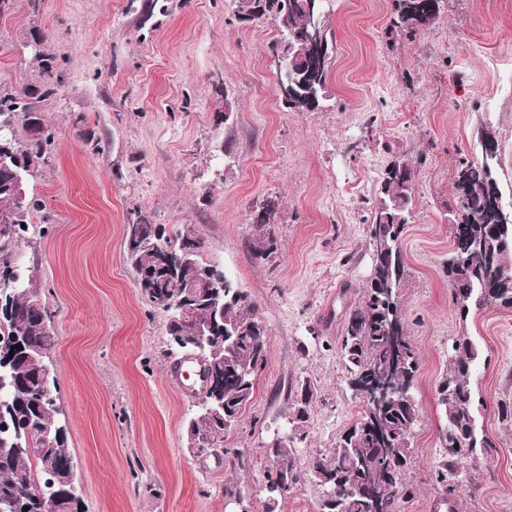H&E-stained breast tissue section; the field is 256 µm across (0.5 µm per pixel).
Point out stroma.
Segmentation results:
<instances>
[{
  "instance_id": "35a3bbf8",
  "label": "stroma",
  "mask_w": 512,
  "mask_h": 512,
  "mask_svg": "<svg viewBox=\"0 0 512 512\" xmlns=\"http://www.w3.org/2000/svg\"><path fill=\"white\" fill-rule=\"evenodd\" d=\"M391 8L333 0L328 94L305 112L282 104L275 23L240 21L234 0H8L0 11V85L36 84L35 34L68 75L42 104L54 149L29 182L45 204L31 222L44 232L14 257L51 313L57 403L86 512H266V450L307 385L299 466L335 446L362 411L340 341L372 271L368 217L392 152L409 147L423 160L399 302L419 352L420 422L402 512H512V420L499 415L512 408V309L461 317L444 274L455 170L481 158L483 127L496 133L512 200V0H448L413 40L388 33ZM228 101L234 121L215 127ZM268 197L280 200L278 249L262 259L251 214ZM138 210L194 227L268 330L267 364L225 453L186 447L197 383L175 372L165 316L126 261ZM463 331L482 351L473 384L494 446L448 497L436 480L446 425L436 386ZM228 481L239 500L225 498Z\"/></svg>"
}]
</instances>
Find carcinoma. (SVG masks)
Instances as JSON below:
<instances>
[{"mask_svg":"<svg viewBox=\"0 0 512 512\" xmlns=\"http://www.w3.org/2000/svg\"><path fill=\"white\" fill-rule=\"evenodd\" d=\"M239 16L250 20L271 19L277 24L280 38L296 44L307 37L313 39L308 63H291L277 72V85L291 87L284 99L288 108L305 111L314 108L326 93L333 41L328 27L330 0H312L307 11L301 0H235ZM444 0H394L390 30L413 36L433 24L441 12ZM39 63V85L19 91L0 87V124L9 127L8 135L0 139V212L14 205L13 185L22 181L28 189V179L47 163L54 140L39 114L41 103L57 95L65 86L66 74L53 58L42 53ZM24 138H19L17 127ZM408 160L399 172L397 163ZM421 157L406 149L392 156L377 189L376 206L369 224L370 245L373 248V270L358 304L350 310L344 325L341 355L347 372L346 383L352 394L380 383L405 380L407 389L388 405L378 422L370 423L367 404H362L361 418L336 442V446L312 456L308 472L324 488L321 507L324 512H400V504L410 499L412 487L406 472L413 460L412 438L419 422L415 386L419 358L408 341L404 318L397 299L404 278V257L400 240L410 219L414 198L417 167ZM453 189L455 197L465 203L459 206L458 219L453 224L450 256H462L461 264L448 265L444 273L452 289V299L461 315L476 304L474 289L485 283L494 289L489 305L512 308V246L502 244L500 204L503 202L498 176L491 158L479 162H462L456 169ZM277 209L262 203L252 214L256 237L251 247L259 258L266 259L264 248L277 250L271 228ZM35 231L31 222L0 227V286L9 284L0 311V328L7 333V342L0 343V373L6 375L8 387L0 391V410L27 431L11 433L0 449V501L12 503V497L22 498L23 512H41V493L29 488L30 464L39 472L52 467L63 488L69 487L73 456L68 447L66 427L58 418L59 407L39 402L42 389L39 377L41 359L49 357L55 336L48 329V310L31 306L29 295L36 291L32 280H17L11 248ZM152 227L140 228L141 244L125 247L126 258L134 270L143 293L164 308L161 298L175 300L182 295L180 288L200 276L209 263L202 256L185 266L178 274L146 285L153 269L154 252L148 246ZM259 319L256 305L234 280L224 276V328L226 338L213 343L208 351L210 361L226 367L230 373L222 381L224 417L235 425L242 417L254 394L253 368L264 369L268 359L267 329L254 330ZM480 351L466 333H461L448 351L450 368L437 385L438 402L445 411L446 428L441 436L443 454L438 466V482L445 491L467 468V462L479 448H492L488 438L478 435L476 400L472 386V368ZM51 420L60 430L54 447L29 452L26 447H39L38 430ZM194 427L207 441L205 450L220 451L226 429L196 414ZM268 464L264 470L267 499L281 498L276 476L288 474L293 483L301 478L293 448L275 440L266 452Z\"/></svg>","mask_w":512,"mask_h":512,"instance_id":"carcinoma-1","label":"carcinoma"}]
</instances>
